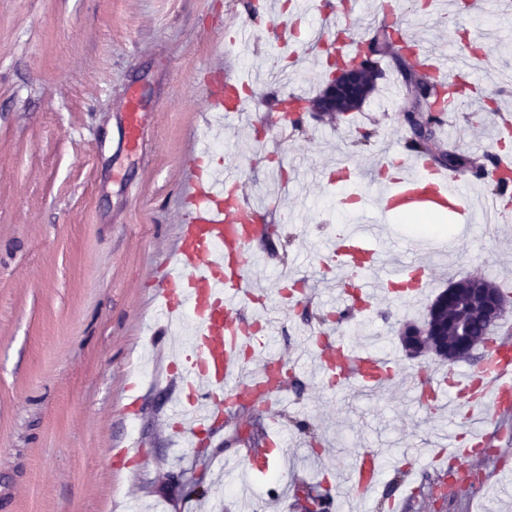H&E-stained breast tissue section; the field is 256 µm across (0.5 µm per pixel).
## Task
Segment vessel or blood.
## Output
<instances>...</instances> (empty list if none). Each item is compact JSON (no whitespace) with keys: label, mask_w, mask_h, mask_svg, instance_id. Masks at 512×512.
Instances as JSON below:
<instances>
[{"label":"vessel or blood","mask_w":512,"mask_h":512,"mask_svg":"<svg viewBox=\"0 0 512 512\" xmlns=\"http://www.w3.org/2000/svg\"><path fill=\"white\" fill-rule=\"evenodd\" d=\"M402 37L411 43L421 68L445 83H453L450 71L458 58H465L471 69L490 68L485 57L470 55L467 47L439 55L410 31H403ZM208 98L212 111L229 117L241 105L236 84L218 78L210 84ZM141 126V102L133 97L126 103L129 151L141 146ZM394 166L396 177L381 186L375 199L380 213L461 214L468 208L472 177L431 167L419 156L397 158ZM241 186L240 174L223 159L207 163L202 156L192 157L183 190V221L163 262L165 279L154 293L164 324L186 314L194 321L178 375L182 399L175 412L177 433L188 439L208 429L217 406L255 397L270 403L279 393L270 360L274 339L259 335L253 309L258 290L251 272L258 261L257 240L267 214L249 202ZM453 246L447 238L399 239L386 234L376 221L351 225L344 239L330 236L320 243L322 252L335 255L337 265L356 278L354 291H337L328 304L341 316L356 318L373 312L383 292L403 303H416L429 283L423 257L447 255ZM312 341L316 348L310 353V364L324 377L365 388L385 380L388 356L325 331ZM490 353L488 364L434 379L427 389L433 405L466 410L463 434L451 431L442 437L449 458L459 457L461 438L485 440L490 418L512 414V347L496 345ZM382 477L381 452L362 449L349 473V491L355 498L367 499Z\"/></svg>","instance_id":"obj_1"}]
</instances>
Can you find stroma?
<instances>
[{"label":"stroma","instance_id":"obj_1","mask_svg":"<svg viewBox=\"0 0 512 512\" xmlns=\"http://www.w3.org/2000/svg\"><path fill=\"white\" fill-rule=\"evenodd\" d=\"M422 0H400L408 17L444 51L460 39L488 49L504 82L490 87L480 71H463L476 92L453 117L463 138L450 145L475 157L506 153L496 136L498 112L512 113V14L461 10L423 20ZM337 0H317L313 20L299 22V67L274 42L276 26L294 22L288 0H0V512H304L293 484L322 496L345 487L357 448L395 457L422 444L441 419H428L417 393L420 368L434 357H407L397 331L422 323L429 303L464 275L486 276L512 289V222L448 223L456 251L432 256L419 304L381 301L373 320L321 323V297L336 263L318 251L338 221L359 213L328 209L344 184L323 172L336 158L374 168L386 144L400 148L408 128L402 103L386 96L396 79L394 52L380 58L384 77L350 119L306 115L302 129L281 133L251 119L213 131L206 97L209 68L249 88L255 113H271L284 92L315 97L324 88L331 46L308 49L313 27L336 30ZM248 27L229 41L230 27ZM138 92L143 146L123 142L124 105ZM494 100L498 112L485 111ZM220 144L240 166L243 188L268 210L259 245L268 265L257 275L270 302L281 282L299 290L278 310L276 349L295 360V391L274 407L217 412L201 438L174 436L176 390L168 351L154 336L158 319L148 296L162 281L161 259L182 222L181 193L195 146ZM291 169L286 187L269 173ZM326 330L391 355L396 379L383 392L337 390L298 364L305 333ZM284 442L269 475H254L251 499L239 495L243 461L267 442L270 422ZM488 431L490 460L469 458L453 472L423 457L413 471L387 467L371 501L345 497L330 512H512V440ZM137 458L114 456L129 437ZM201 477L199 491L175 475Z\"/></svg>","mask_w":512,"mask_h":512}]
</instances>
